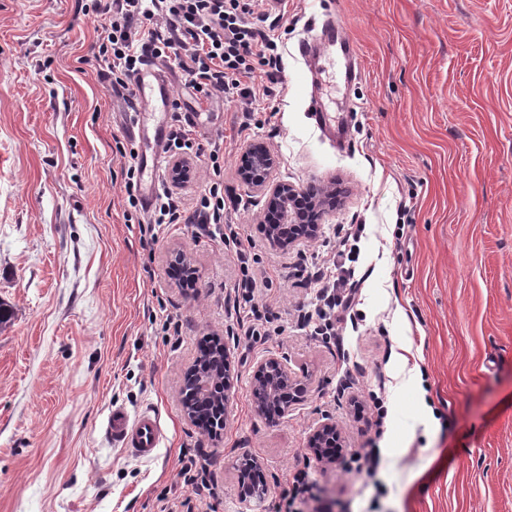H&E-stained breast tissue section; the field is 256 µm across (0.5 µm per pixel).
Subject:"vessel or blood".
<instances>
[{"instance_id":"1","label":"vessel or blood","mask_w":512,"mask_h":512,"mask_svg":"<svg viewBox=\"0 0 512 512\" xmlns=\"http://www.w3.org/2000/svg\"><path fill=\"white\" fill-rule=\"evenodd\" d=\"M337 46L350 52L351 45L343 28L335 19H326L320 32L303 40L298 46L301 57L317 61L330 47ZM158 64L146 66L134 80V95L141 108L130 115V127L139 140L137 152L140 172L139 191L145 205H152L157 176L164 161V144L167 138L169 115L164 107L172 98V89L161 74ZM104 434L116 447L139 458L153 457L165 438L160 419L154 411L146 410L130 415L124 407H112L103 420Z\"/></svg>"}]
</instances>
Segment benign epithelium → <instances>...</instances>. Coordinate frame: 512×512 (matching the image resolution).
<instances>
[{
    "instance_id": "obj_1",
    "label": "benign epithelium",
    "mask_w": 512,
    "mask_h": 512,
    "mask_svg": "<svg viewBox=\"0 0 512 512\" xmlns=\"http://www.w3.org/2000/svg\"><path fill=\"white\" fill-rule=\"evenodd\" d=\"M247 162L241 169V178L265 196L266 214L277 215L280 227L272 233V243L282 249L290 248L301 240H312L318 236L322 221L335 209L336 199L328 194L318 201L310 216H305L295 205L298 191L290 184L270 183L267 173L276 165V156L262 141L252 142L246 150ZM224 392L219 408L225 412L231 401L233 378L229 360H224ZM302 387L297 383L287 362L276 355L261 359L254 370L252 395L255 411L260 415L271 413L285 417L290 411V401ZM336 423L325 421L313 428L309 447L315 457H320L318 448L337 436Z\"/></svg>"
}]
</instances>
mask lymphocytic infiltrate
<instances>
[{
	"label": "lymphocytic infiltrate",
	"mask_w": 512,
	"mask_h": 512,
	"mask_svg": "<svg viewBox=\"0 0 512 512\" xmlns=\"http://www.w3.org/2000/svg\"><path fill=\"white\" fill-rule=\"evenodd\" d=\"M256 0H93V14L104 21L95 42V60L104 62L113 89L130 90L135 74L150 60L182 71L197 99L221 94L248 100L253 94L242 78L271 76L283 59L276 43L249 20ZM208 188L185 211L170 190H163L153 216L140 223L141 237L157 240L161 225L193 224L200 234L222 241L237 239L224 223V168L218 149L209 152ZM316 306L305 322L327 335L337 310H349L356 289L348 279L317 269Z\"/></svg>",
	"instance_id": "lymphocytic-infiltrate-1"
}]
</instances>
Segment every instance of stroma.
Here are the masks:
<instances>
[{
    "label": "stroma",
    "mask_w": 512,
    "mask_h": 512,
    "mask_svg": "<svg viewBox=\"0 0 512 512\" xmlns=\"http://www.w3.org/2000/svg\"><path fill=\"white\" fill-rule=\"evenodd\" d=\"M88 0H0V512H158L159 497L191 496L181 450L211 457L218 512H273L280 483L304 466L317 423L335 421V464L312 462L329 512H512V0H288L261 22L283 68L271 93L195 99L173 73L181 109L203 134L189 181L192 205L222 141L226 210L273 279L263 293L275 333L248 344L230 316L240 272L234 244L164 225L141 237L127 221L125 158L134 148L93 47ZM334 15L360 69L320 60L322 102L341 113L344 145L309 110L312 75L298 44ZM249 137H238L243 110ZM277 163L270 182L335 188L323 226L352 235L339 258L361 285L343 344L299 328L313 288L305 265L331 256L321 239L274 247L264 199L241 179L250 141ZM184 254L194 287L169 266ZM180 325L166 334L164 320ZM220 336L233 376L224 431L211 439L185 417L181 385L203 334ZM286 360L306 387L288 416L258 415L252 373ZM381 389L385 418L369 393ZM151 409L166 441L156 458L108 443L111 406ZM380 448L374 480L351 455ZM258 460L261 499L242 502L239 466Z\"/></svg>",
    "instance_id": "1"
}]
</instances>
